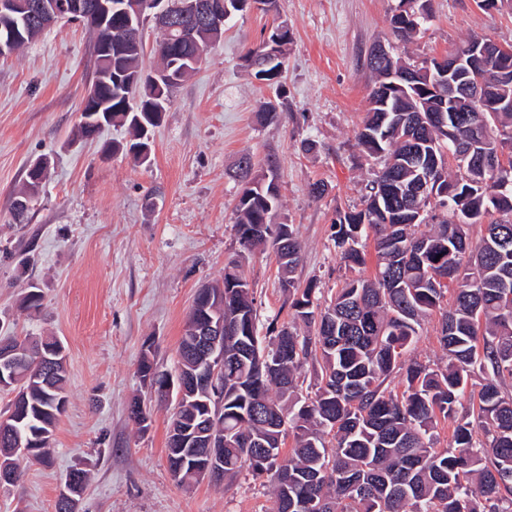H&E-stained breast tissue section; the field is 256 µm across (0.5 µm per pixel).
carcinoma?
<instances>
[{"label":"carcinoma","mask_w":512,"mask_h":512,"mask_svg":"<svg viewBox=\"0 0 512 512\" xmlns=\"http://www.w3.org/2000/svg\"><path fill=\"white\" fill-rule=\"evenodd\" d=\"M403 14L392 17L400 42L413 38L416 25ZM93 49L112 42V70L124 76L104 88L111 117L108 125L128 128L126 143L135 160L151 130L139 121V104L150 103L151 76L140 66L143 41L129 36L126 20L94 31ZM222 35H205L198 43L171 44L162 33L158 46L175 48L184 57L204 54ZM383 77L406 62L370 58ZM357 134L366 156L383 164L366 185L359 210L340 211L332 240L342 263L355 271L365 263L360 241L373 232L374 275L345 282L330 303L315 311V286L300 287L295 272L300 244L289 224L273 222L280 190H264L238 199L236 233L250 250L266 244L274 249L280 288L287 296L292 320L270 326L261 337L256 327L252 288H236L245 279L237 261L224 266V311L239 319L238 333L224 337V403L215 396H196L180 414L200 411L224 430V479L244 470L270 484L273 512H512V394L503 385L512 379V112L454 117L448 113V135L442 137L427 118L442 101L423 80L391 97L388 108L375 102ZM509 149L499 161L500 174L490 175L483 157ZM448 182L451 205L426 223L420 207L406 193L427 176ZM452 295L451 309L442 307ZM439 313L438 343L447 362L423 363L407 357L423 318ZM312 325L315 334L300 336L296 324ZM53 336L24 339L25 359L16 371L18 397L0 413L12 414L19 428L54 432L67 400L66 369L57 372L39 360L54 346ZM320 368L312 396H300V372L308 358ZM485 374L473 419L458 417L469 381ZM402 378L396 393L389 382ZM454 423L452 440L437 447L440 421ZM295 445L284 451L285 437ZM261 440L265 448H253ZM51 444L31 450L0 441V453L19 463L44 464ZM199 448L175 449L166 443L168 468L183 484Z\"/></svg>","instance_id":"1"}]
</instances>
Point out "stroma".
<instances>
[{
    "instance_id": "35a3bbf8",
    "label": "stroma",
    "mask_w": 512,
    "mask_h": 512,
    "mask_svg": "<svg viewBox=\"0 0 512 512\" xmlns=\"http://www.w3.org/2000/svg\"><path fill=\"white\" fill-rule=\"evenodd\" d=\"M399 0H275L224 23V37L175 89L153 140L150 162L120 146L126 127L75 139L94 37L82 24H58L0 59V336H54L67 354L68 403L49 463L30 464L0 489V512H55L69 472L90 477L76 512H271L268 483L242 474L217 485L177 483L166 461L171 408L139 378L144 343L175 370L186 315L203 284L239 260L256 295L259 331L290 322L271 248L242 251L234 227L239 185L229 172L241 154L257 171L275 170L276 222L292 225L302 247L297 277L322 297L346 271L331 239L337 211L357 207L370 177L357 133L375 76V43L422 61L473 34L512 45V6L484 11L479 0H429L425 31L396 43L390 20ZM287 23L280 85L255 79L245 52ZM281 104L261 120L264 101ZM311 150H303V143ZM50 160L23 224L13 203L30 164ZM327 184L316 198L312 184ZM40 310L25 309L30 286ZM140 399L147 430L130 420Z\"/></svg>"
}]
</instances>
